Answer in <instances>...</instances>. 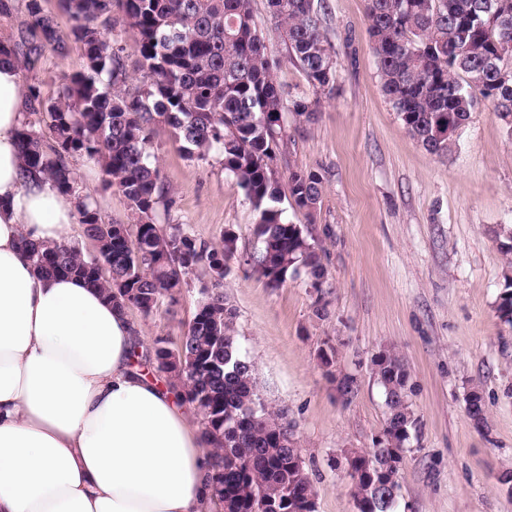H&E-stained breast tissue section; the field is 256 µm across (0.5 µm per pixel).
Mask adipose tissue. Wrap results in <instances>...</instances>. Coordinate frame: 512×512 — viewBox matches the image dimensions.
<instances>
[{"label":"adipose tissue","instance_id":"obj_1","mask_svg":"<svg viewBox=\"0 0 512 512\" xmlns=\"http://www.w3.org/2000/svg\"><path fill=\"white\" fill-rule=\"evenodd\" d=\"M25 98L0 61V512H211L212 456L170 389L130 366L140 326L24 244L71 238L78 201L20 176Z\"/></svg>","mask_w":512,"mask_h":512}]
</instances>
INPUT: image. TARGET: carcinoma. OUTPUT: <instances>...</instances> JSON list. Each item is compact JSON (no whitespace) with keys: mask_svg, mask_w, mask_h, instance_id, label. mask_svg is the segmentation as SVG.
Masks as SVG:
<instances>
[{"mask_svg":"<svg viewBox=\"0 0 512 512\" xmlns=\"http://www.w3.org/2000/svg\"><path fill=\"white\" fill-rule=\"evenodd\" d=\"M81 44L84 69L62 73V91L46 98L26 86V112L44 115L36 127L18 130L22 178L41 174L65 196H79L69 158L95 160L104 188L128 200L136 223H102L90 202H80L83 233L97 248L83 253L71 242L25 247L41 273L77 277L101 288L122 310L145 316L163 300L177 301L190 276L201 271L196 311L179 345L158 337L132 365L176 382L199 415L202 435L215 458L210 478L216 502H235V512H316L315 490L293 425L264 402L255 365L236 334L235 310L223 280L239 258L237 236L224 231L219 246L196 238L182 224L156 222L175 199L149 151L154 127H169L191 158L212 152L257 212L260 250L244 259L270 288L302 272L318 285V315H325L328 272L312 232L288 220L281 175L269 162L287 145L283 114L308 123L336 81V58L322 26L317 0H266L287 58L305 76L309 93L291 98L278 83V62L266 53L253 0H59ZM134 33L143 88L125 93L124 47L108 37L114 9ZM28 21L19 39L0 41V61L31 72L50 46L60 57L68 46L56 19L40 0H27ZM367 30L382 88L407 132L429 153L452 156L471 121L478 98L491 103L512 137V0H367ZM321 175L288 171V202L312 213L322 202ZM499 318L512 325V259L507 261ZM383 389L384 441L347 458L357 512H392L400 489L405 444L417 429L408 400V369L391 349L372 360ZM347 400L357 378H336Z\"/></svg>","mask_w":512,"mask_h":512,"instance_id":"carcinoma-1","label":"carcinoma"}]
</instances>
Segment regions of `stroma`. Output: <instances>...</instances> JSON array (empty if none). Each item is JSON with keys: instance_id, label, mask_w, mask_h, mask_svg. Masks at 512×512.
Wrapping results in <instances>:
<instances>
[{"instance_id": "stroma-1", "label": "stroma", "mask_w": 512, "mask_h": 512, "mask_svg": "<svg viewBox=\"0 0 512 512\" xmlns=\"http://www.w3.org/2000/svg\"><path fill=\"white\" fill-rule=\"evenodd\" d=\"M323 28L336 53V83L316 122L287 123L280 172L320 174L324 192L311 224L328 269V315L315 314L306 276L272 289L232 262L224 294L237 313L240 345L256 366L268 406L285 410L316 491V512H356L346 457L372 448L386 420L385 397L371 360L394 348L408 371V399L419 421L401 470L394 512H512L501 482L512 473V326L496 308L506 257L495 232L512 225V138L491 104L479 101L452 157L426 151L406 131L382 89L365 21L366 0H324ZM268 54L280 62L278 81L307 91L272 29L266 0H254ZM46 62L22 83L56 96L62 73L82 70L77 45ZM152 156L176 200L163 224H183L198 239L218 243L225 229L238 251L256 253L257 215L225 171L220 155L187 157L171 129L156 126ZM78 189L96 203L104 223L133 217L117 189H104L101 168L74 157ZM200 279L176 305L151 315L132 312L148 339L178 341L197 306ZM335 348L336 370L358 379L343 400L318 353ZM478 389L485 420H471L466 396Z\"/></svg>"}]
</instances>
